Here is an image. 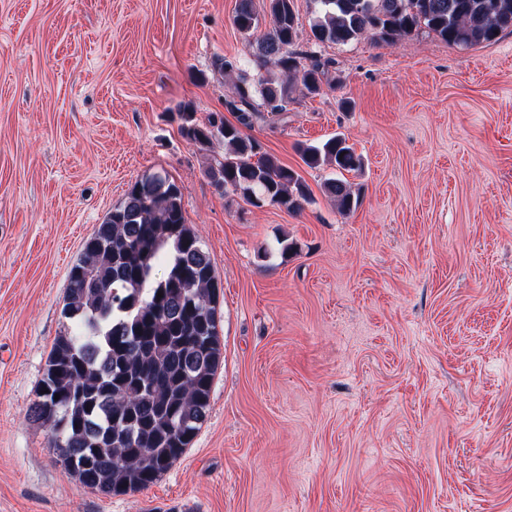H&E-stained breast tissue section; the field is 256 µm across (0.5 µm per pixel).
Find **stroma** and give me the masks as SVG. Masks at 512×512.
I'll return each mask as SVG.
<instances>
[{
  "mask_svg": "<svg viewBox=\"0 0 512 512\" xmlns=\"http://www.w3.org/2000/svg\"><path fill=\"white\" fill-rule=\"evenodd\" d=\"M236 0H0V512H512V33L318 49L319 94L247 134L292 213L217 190L178 112L233 121ZM364 158L340 214L299 146ZM163 172L213 264L223 359L205 423L148 489L108 495L27 417L68 272ZM295 253H283L285 244Z\"/></svg>",
  "mask_w": 512,
  "mask_h": 512,
  "instance_id": "1",
  "label": "stroma"
}]
</instances>
